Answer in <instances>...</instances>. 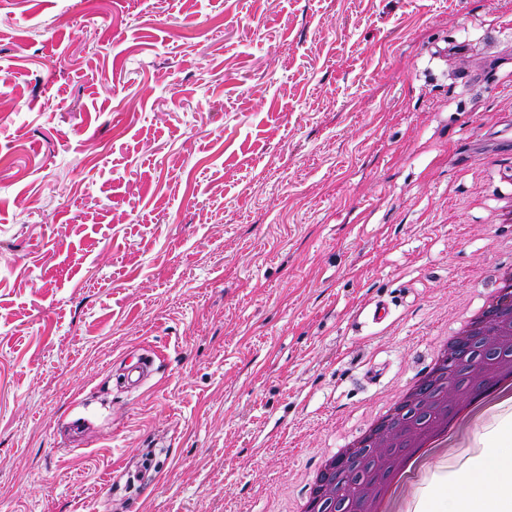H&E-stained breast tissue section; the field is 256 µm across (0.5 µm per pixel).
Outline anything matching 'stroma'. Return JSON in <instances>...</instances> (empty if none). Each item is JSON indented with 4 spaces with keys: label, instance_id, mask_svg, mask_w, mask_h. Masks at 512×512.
Segmentation results:
<instances>
[{
    "label": "stroma",
    "instance_id": "obj_1",
    "mask_svg": "<svg viewBox=\"0 0 512 512\" xmlns=\"http://www.w3.org/2000/svg\"><path fill=\"white\" fill-rule=\"evenodd\" d=\"M509 169L512 0H0V512H287L483 305Z\"/></svg>",
    "mask_w": 512,
    "mask_h": 512
}]
</instances>
